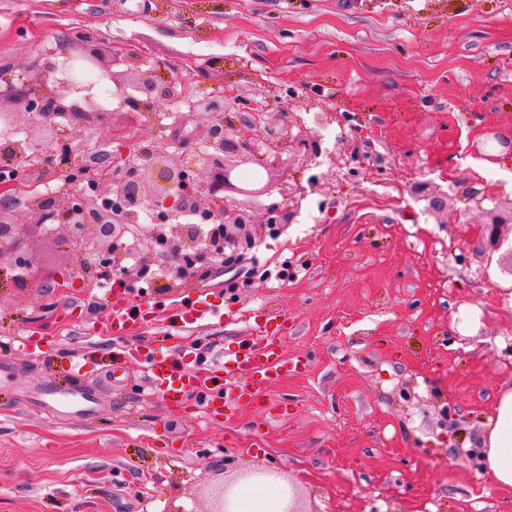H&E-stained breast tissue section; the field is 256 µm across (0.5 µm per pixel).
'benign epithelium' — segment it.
Listing matches in <instances>:
<instances>
[{
  "label": "benign epithelium",
  "mask_w": 512,
  "mask_h": 512,
  "mask_svg": "<svg viewBox=\"0 0 512 512\" xmlns=\"http://www.w3.org/2000/svg\"><path fill=\"white\" fill-rule=\"evenodd\" d=\"M63 60L47 61L35 71H0V124L13 127L21 114L38 116L41 126L52 131L82 123V119L101 116V107L93 87L75 83L63 75L65 65L73 59L69 51ZM99 70L110 75L117 90V110L130 115L155 112L165 102H185L192 111L212 113L205 126V149L165 152L154 144L140 146L134 155L119 154L109 158L112 181L103 186L92 174L85 180L95 190L62 196L54 201L33 198L27 202L39 222L58 218L65 229V240L73 244L76 255H90L107 265L110 275L121 288H129L142 274L163 266L168 274L179 277L186 262L203 256L196 226L179 222L185 212L197 213L210 223L224 225V249L236 251L253 239L250 210L236 200L240 195L259 201L271 195L272 181L244 180L239 168L248 167L267 174L274 170L284 152L310 160L325 154L321 139L298 120L286 126L238 122L232 113L245 112L248 99L230 90L210 99L193 94L188 81L161 80L154 70L138 73L130 83L119 80V67L132 56L113 54L108 62L95 51L81 55ZM18 150L22 156L31 152L38 161L39 174L51 178L56 169L73 165L75 154L66 150L68 143L56 137L45 144L24 140ZM288 199V209L278 202L263 205L267 224H291L306 196L299 180L285 181L278 187ZM467 198L476 208L490 200L489 221L480 227L484 248L498 251L504 244L503 226L512 224V198L503 207L496 198L471 188ZM12 200L0 202V260H8L11 271L28 270L32 252L26 245L24 228L11 220ZM149 213L151 227L142 235L132 234L129 225L136 222L139 211ZM80 215L82 221L73 222ZM135 256L134 265L127 259Z\"/></svg>",
  "instance_id": "1"
}]
</instances>
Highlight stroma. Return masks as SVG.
Here are the masks:
<instances>
[{
    "label": "stroma",
    "mask_w": 512,
    "mask_h": 512,
    "mask_svg": "<svg viewBox=\"0 0 512 512\" xmlns=\"http://www.w3.org/2000/svg\"><path fill=\"white\" fill-rule=\"evenodd\" d=\"M88 32L200 95L234 84L275 124L313 125V101L330 109L320 133L333 160L287 157L278 173L329 181L294 223L255 211L262 233L243 260L158 279L166 302L207 291L223 323L138 334L159 351L192 343L210 360L240 312L278 314L282 351L306 366L228 421L189 401L168 406L138 363L112 375L125 338L79 333L105 314L109 284L85 275L57 223L16 200V224L34 228L32 276L64 286L0 285V361L14 364L0 395V512H216L221 485L253 469L279 472L297 512H512V492L479 460L512 387V275L482 253L488 216L464 201L489 171L512 169L509 155L472 164L488 129L512 131V0H0V66L35 69L49 51L79 52ZM162 109L176 125L110 112L71 142L107 155L202 147L207 113ZM355 148L365 160L347 164ZM380 183L398 185L402 203L373 200ZM419 183L447 192V210L426 214ZM29 333L36 362L11 348ZM73 359L100 396L81 420L29 394Z\"/></svg>",
    "instance_id": "35a3bbf8"
}]
</instances>
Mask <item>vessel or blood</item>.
Returning <instances> with one entry per match:
<instances>
[{"mask_svg": "<svg viewBox=\"0 0 512 512\" xmlns=\"http://www.w3.org/2000/svg\"><path fill=\"white\" fill-rule=\"evenodd\" d=\"M157 312L156 302L149 297L133 304L114 298L103 331L113 336L133 335L141 323L155 318ZM217 314L207 295L200 293L184 296L172 320L191 326ZM286 331L282 324L272 330L253 327L243 331L236 336L234 347L225 350L220 373L210 376L193 371L192 360L184 352L175 359L147 354L143 360L151 383L165 401L179 402L186 396H196L207 407H220L224 417L229 418L239 407L265 399L274 380L299 368V359L288 358L281 350L279 340ZM47 390L60 396L76 416L87 414L95 404L94 396L77 386L62 387L52 381Z\"/></svg>", "mask_w": 512, "mask_h": 512, "instance_id": "vessel-or-blood-1", "label": "vessel or blood"}]
</instances>
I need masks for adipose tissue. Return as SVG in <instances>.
Wrapping results in <instances>:
<instances>
[{"label":"adipose tissue","instance_id":"obj_1","mask_svg":"<svg viewBox=\"0 0 512 512\" xmlns=\"http://www.w3.org/2000/svg\"><path fill=\"white\" fill-rule=\"evenodd\" d=\"M483 448L485 470L494 485L512 490V390L500 398ZM289 503L287 484L271 478H252L231 489L226 507L228 512H288Z\"/></svg>","mask_w":512,"mask_h":512}]
</instances>
